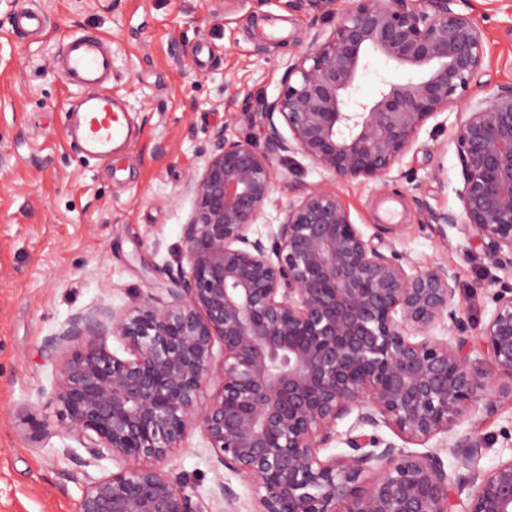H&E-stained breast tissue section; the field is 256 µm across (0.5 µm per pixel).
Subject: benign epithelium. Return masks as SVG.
Here are the masks:
<instances>
[{"label": "benign epithelium", "instance_id": "obj_1", "mask_svg": "<svg viewBox=\"0 0 512 512\" xmlns=\"http://www.w3.org/2000/svg\"><path fill=\"white\" fill-rule=\"evenodd\" d=\"M458 2L349 0L265 103L264 149L222 127L211 133L187 185L185 264L163 270L165 294L76 315L49 339L59 355L51 399L65 436L87 454L76 463L124 462L86 477L77 512H204L159 467L195 429L221 465L253 483L260 512H512V457L482 470L478 430L453 435L477 402L492 411L512 400L495 386L497 375L512 377V288L492 295L478 332L489 367L478 372L452 269L408 273L396 250L365 238L336 193L308 188L268 225L267 240L253 230L273 191V158L300 154L335 180L384 183L422 127L466 100L486 48ZM372 52L425 73L384 79L375 99L354 100ZM452 144L460 209L430 210L428 220L478 242L509 278L512 85L465 105ZM445 328L458 336H436ZM109 336L129 357L108 349ZM217 340L224 358L213 383ZM354 411L356 425H383L408 443L441 438L463 472L376 434L349 433V451L320 457Z\"/></svg>", "mask_w": 512, "mask_h": 512}]
</instances>
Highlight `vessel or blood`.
Wrapping results in <instances>:
<instances>
[{
    "label": "vessel or blood",
    "mask_w": 512,
    "mask_h": 512,
    "mask_svg": "<svg viewBox=\"0 0 512 512\" xmlns=\"http://www.w3.org/2000/svg\"><path fill=\"white\" fill-rule=\"evenodd\" d=\"M12 30L24 38H38L46 32V17L27 5L13 14ZM54 64L65 85L77 91L67 109L77 120L67 135L72 142L97 157L108 158L116 144L135 139L125 109L112 95V44L99 33L86 30L70 36Z\"/></svg>",
    "instance_id": "1"
}]
</instances>
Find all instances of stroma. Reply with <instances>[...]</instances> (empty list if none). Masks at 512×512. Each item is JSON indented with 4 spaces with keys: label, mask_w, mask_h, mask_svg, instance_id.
Returning <instances> with one entry per match:
<instances>
[{
    "label": "stroma",
    "mask_w": 512,
    "mask_h": 512,
    "mask_svg": "<svg viewBox=\"0 0 512 512\" xmlns=\"http://www.w3.org/2000/svg\"><path fill=\"white\" fill-rule=\"evenodd\" d=\"M0 0V512H76L82 448L59 426L51 400L59 358L48 346L76 313L122 308L167 287L193 208L186 189L201 172L214 129L231 140H265L263 105L312 35L330 26L349 0L327 10L291 0H32L48 22L38 41L11 35L16 9ZM484 29L485 74L475 102L512 84V0H460ZM95 29L112 41V94L126 104L138 138L112 160L85 157L65 135L70 91L53 57L70 35ZM241 89L231 97L229 87ZM455 112L429 120L387 186L335 181L302 155L275 161V185L256 224L279 221L304 187L333 190L366 236L393 244L408 271L453 266L469 336L494 304L500 272L457 229L427 220L459 208L461 167L449 143ZM397 210L383 219L385 203ZM486 441L481 469L512 456V401L477 408L456 425ZM207 512H258L240 475L217 463L201 430L191 431L162 464ZM233 490L226 505L220 486Z\"/></svg>",
    "instance_id": "obj_1"
}]
</instances>
